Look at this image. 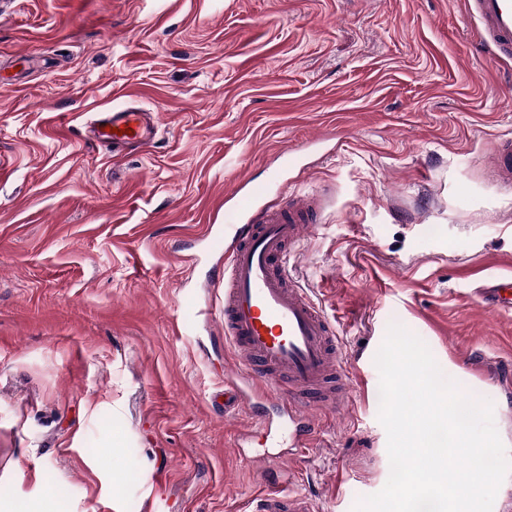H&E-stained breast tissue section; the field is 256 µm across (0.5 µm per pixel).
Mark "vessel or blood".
I'll return each instance as SVG.
<instances>
[{
  "mask_svg": "<svg viewBox=\"0 0 512 512\" xmlns=\"http://www.w3.org/2000/svg\"><path fill=\"white\" fill-rule=\"evenodd\" d=\"M482 30V47L496 60L512 57V0H468ZM95 140L112 147L140 145L157 134L151 112L128 105L98 110L92 123ZM495 171L512 182V140L498 144ZM266 188L238 195L229 226L224 262V339L238 363L233 383L224 387V409L233 411L254 400H279L280 439L293 455L312 449L315 410L341 404L349 390L338 336L322 310L288 271V256L313 224L322 203L302 195L270 206ZM256 512H315L304 495L283 493L269 483Z\"/></svg>",
  "mask_w": 512,
  "mask_h": 512,
  "instance_id": "vessel-or-blood-1",
  "label": "vessel or blood"
}]
</instances>
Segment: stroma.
<instances>
[{
    "label": "stroma",
    "mask_w": 512,
    "mask_h": 512,
    "mask_svg": "<svg viewBox=\"0 0 512 512\" xmlns=\"http://www.w3.org/2000/svg\"><path fill=\"white\" fill-rule=\"evenodd\" d=\"M28 53L25 63L15 62ZM153 112L144 148L88 139ZM512 62L465 0H0V512H254L266 434L225 414L224 197L325 198L289 271L332 320L346 401L283 464L316 512L386 484L391 324L512 447ZM95 115L91 127L94 139L101 144L112 145V148L145 144L157 134L151 112L140 107L128 104L123 108H104ZM113 128L119 129L122 135L113 132ZM494 166L502 182L510 184L512 176V140H505L497 145Z\"/></svg>",
    "instance_id": "stroma-1"
}]
</instances>
